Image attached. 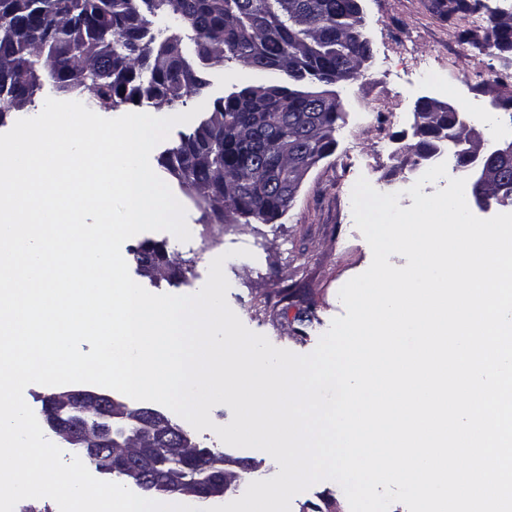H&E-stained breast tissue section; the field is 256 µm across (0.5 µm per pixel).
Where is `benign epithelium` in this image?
<instances>
[{
    "instance_id": "benign-epithelium-1",
    "label": "benign epithelium",
    "mask_w": 512,
    "mask_h": 512,
    "mask_svg": "<svg viewBox=\"0 0 512 512\" xmlns=\"http://www.w3.org/2000/svg\"><path fill=\"white\" fill-rule=\"evenodd\" d=\"M448 112L454 107L427 97L418 99L414 125L427 121L423 107ZM460 148L472 181L480 190L471 193L474 205L489 211L501 203L500 192L487 187L502 179V171L490 170L492 157L512 158V141L492 143L481 151L461 138L451 140ZM44 421L49 430L66 441L89 466L102 473L118 474L124 484L150 493H177L194 501H217L237 490L254 471L240 458L193 441L185 429L174 426L161 410L131 406L123 399L85 388H63L48 395ZM208 461L211 470L202 481L186 480L178 469L181 461Z\"/></svg>"
}]
</instances>
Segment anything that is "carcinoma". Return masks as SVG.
I'll return each mask as SVG.
<instances>
[{"instance_id": "obj_1", "label": "carcinoma", "mask_w": 512, "mask_h": 512, "mask_svg": "<svg viewBox=\"0 0 512 512\" xmlns=\"http://www.w3.org/2000/svg\"><path fill=\"white\" fill-rule=\"evenodd\" d=\"M159 13L175 17L177 32L152 27L151 17ZM66 14L85 24V39L76 42L64 30L46 36ZM489 22L488 46L512 53V25L497 22L493 13ZM367 53L364 18L351 0H0V62L14 70L0 86V124L34 104L44 71L59 91L89 92L94 109L145 104L163 111L200 94L209 68L251 62L252 70L278 82L215 99L159 164L204 208V223L222 224L231 211L246 224H269L290 207L287 189L297 179L277 140L286 138L321 160L332 155L338 102L330 86L356 79ZM260 92L288 96V108L264 113L263 127L271 131L266 136L240 102L241 95ZM453 125L446 114L414 133L405 161L412 167L431 163ZM134 255L141 271L156 280L183 276L172 258L147 266L154 261L148 241Z\"/></svg>"}]
</instances>
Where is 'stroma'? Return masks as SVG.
I'll use <instances>...</instances> for the list:
<instances>
[{
	"label": "stroma",
	"mask_w": 512,
	"mask_h": 512,
	"mask_svg": "<svg viewBox=\"0 0 512 512\" xmlns=\"http://www.w3.org/2000/svg\"><path fill=\"white\" fill-rule=\"evenodd\" d=\"M453 4L454 0H362L373 58L356 80L335 85L345 106L336 125V149L309 171L291 207L274 223L240 224L230 216L222 229H213L201 223V209L177 180L168 179L198 239L227 256L230 308L249 330L274 346L300 355L311 353L332 320L345 313L339 289L371 264L372 250L353 218L351 195L357 179L366 178L386 193H400V207L412 206L406 183L387 182L385 174L397 139L411 129L418 98H434L467 113L471 126L489 140L495 134L485 115L512 122V112L496 105L497 100L512 97V81H501L504 75L512 77V58L488 48L485 28H471L469 20L451 14ZM466 28L472 31L467 42L460 35ZM419 61L430 62L439 71L441 89L418 82L413 65ZM209 79L202 94L187 99V108L266 81L233 63L213 68ZM144 241L164 244L186 271L170 282L154 280L143 275L131 257L127 264L134 281L155 294L190 295L202 288L198 273L207 254L185 253L168 232H143L128 245L133 248ZM243 248L248 256H240ZM285 288L291 289V297L271 305V298Z\"/></svg>",
	"instance_id": "obj_1"
}]
</instances>
